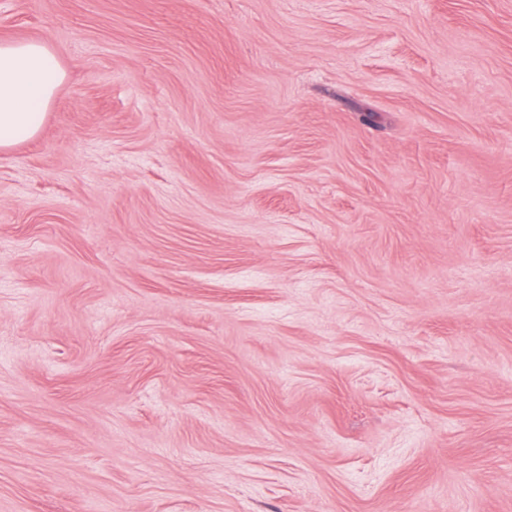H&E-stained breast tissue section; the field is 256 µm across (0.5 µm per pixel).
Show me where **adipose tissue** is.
Wrapping results in <instances>:
<instances>
[{
  "label": "adipose tissue",
  "mask_w": 512,
  "mask_h": 512,
  "mask_svg": "<svg viewBox=\"0 0 512 512\" xmlns=\"http://www.w3.org/2000/svg\"><path fill=\"white\" fill-rule=\"evenodd\" d=\"M65 73L40 41L0 43V150L34 138Z\"/></svg>",
  "instance_id": "1"
}]
</instances>
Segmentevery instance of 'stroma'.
Instances as JSON below:
<instances>
[{
    "label": "stroma",
    "mask_w": 512,
    "mask_h": 512,
    "mask_svg": "<svg viewBox=\"0 0 512 512\" xmlns=\"http://www.w3.org/2000/svg\"><path fill=\"white\" fill-rule=\"evenodd\" d=\"M0 512H512V0H0ZM65 73L41 41L0 43V150L34 138Z\"/></svg>",
    "instance_id": "35a3bbf8"
}]
</instances>
